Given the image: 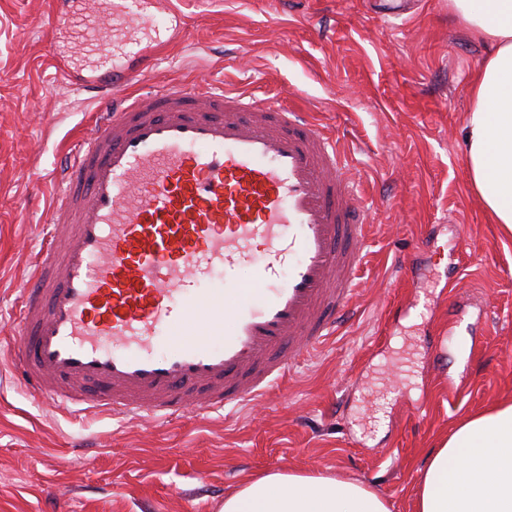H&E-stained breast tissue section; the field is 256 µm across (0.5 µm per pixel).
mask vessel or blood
I'll list each match as a JSON object with an SVG mask.
<instances>
[{
	"instance_id": "1",
	"label": "vessel or blood",
	"mask_w": 512,
	"mask_h": 512,
	"mask_svg": "<svg viewBox=\"0 0 512 512\" xmlns=\"http://www.w3.org/2000/svg\"><path fill=\"white\" fill-rule=\"evenodd\" d=\"M70 3L53 27L92 44L101 93L55 177L12 361L32 392L82 413L258 403L355 306L369 213L338 140L209 83L127 94L121 60L167 31L148 25L146 0H103L96 15ZM117 21L120 36L99 44L97 28ZM218 271L224 285L210 287Z\"/></svg>"
}]
</instances>
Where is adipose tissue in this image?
Listing matches in <instances>:
<instances>
[{
  "label": "adipose tissue",
  "instance_id": "adipose-tissue-1",
  "mask_svg": "<svg viewBox=\"0 0 512 512\" xmlns=\"http://www.w3.org/2000/svg\"><path fill=\"white\" fill-rule=\"evenodd\" d=\"M491 47L471 85L466 169L483 209L512 233V0H448ZM222 512H391L370 488L320 474L246 477ZM413 512H512V400L462 418L428 458Z\"/></svg>",
  "mask_w": 512,
  "mask_h": 512
}]
</instances>
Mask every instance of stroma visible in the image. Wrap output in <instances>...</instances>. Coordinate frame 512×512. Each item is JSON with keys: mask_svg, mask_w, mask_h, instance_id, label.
Wrapping results in <instances>:
<instances>
[{"mask_svg": "<svg viewBox=\"0 0 512 512\" xmlns=\"http://www.w3.org/2000/svg\"><path fill=\"white\" fill-rule=\"evenodd\" d=\"M60 0H0V512H220L242 477L319 473L412 512L428 454L512 399V236L465 163L487 48L448 0H156L186 28L132 92L205 78L312 113L371 212L356 309L285 389L224 415L86 417L20 385L10 330L54 172L94 109L90 61L58 38ZM41 175L46 191L30 179Z\"/></svg>", "mask_w": 512, "mask_h": 512, "instance_id": "1", "label": "stroma"}]
</instances>
